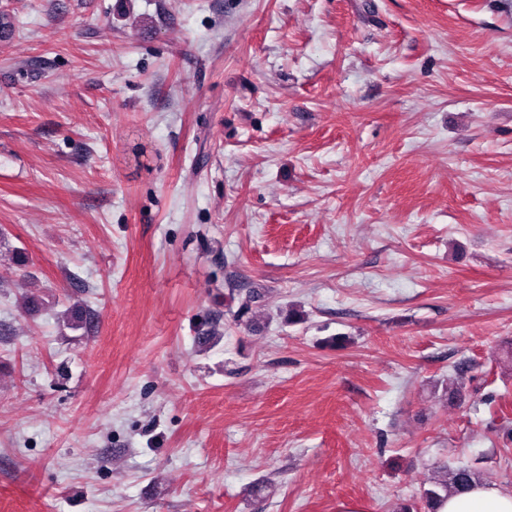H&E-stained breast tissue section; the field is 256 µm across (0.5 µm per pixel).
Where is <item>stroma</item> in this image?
I'll return each instance as SVG.
<instances>
[{
	"mask_svg": "<svg viewBox=\"0 0 512 512\" xmlns=\"http://www.w3.org/2000/svg\"><path fill=\"white\" fill-rule=\"evenodd\" d=\"M0 13V512L512 488V0Z\"/></svg>",
	"mask_w": 512,
	"mask_h": 512,
	"instance_id": "35a3bbf8",
	"label": "stroma"
}]
</instances>
